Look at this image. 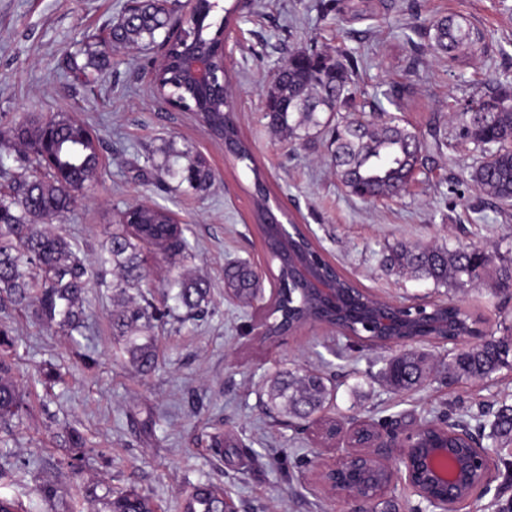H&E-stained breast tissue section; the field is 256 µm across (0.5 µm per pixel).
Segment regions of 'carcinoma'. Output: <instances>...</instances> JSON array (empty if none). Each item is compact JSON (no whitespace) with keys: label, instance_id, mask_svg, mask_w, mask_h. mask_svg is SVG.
Returning <instances> with one entry per match:
<instances>
[{"label":"carcinoma","instance_id":"obj_1","mask_svg":"<svg viewBox=\"0 0 512 512\" xmlns=\"http://www.w3.org/2000/svg\"><path fill=\"white\" fill-rule=\"evenodd\" d=\"M219 7L205 0L204 14L186 21L184 37L170 44L167 65L155 74L156 90L175 108L205 110L209 131L232 147L231 160L249 162L253 174L252 195L259 200L254 210L256 231L268 250L276 244L275 229L267 223L271 208L264 171L255 163L250 144L231 119L234 99L204 96L182 80L179 62L192 51L208 50L217 35L230 24L237 5L223 8L224 16L211 22ZM179 17L178 0H134L120 22L109 29L108 38L89 44L82 69L100 71L108 64L107 49H138L162 45ZM428 47L436 55L453 61L485 46L486 36L464 17L441 18L428 28ZM354 58L341 51L323 55L308 48L294 51L280 66L266 91L267 125L281 140L296 142L329 133L327 161L341 187L367 203L391 199L405 189L423 165L424 135L397 115L386 111L381 101L343 116L355 100ZM463 139L482 154L472 180L491 201H512V81H498L488 94H475L458 115ZM25 146L18 158L28 175L17 179L7 168L0 169V295L16 306L35 308L41 321L58 326L67 334L81 332L85 324L82 295L91 283L112 289V334L122 343L121 351L140 375L157 364L156 322L172 315L141 292L146 280L142 253L153 241L174 239L164 259L189 256L185 227L174 223L172 213L155 203L137 204L119 211L112 236L103 245L99 266L92 269L70 244L54 233L50 224L69 213L76 203V189H85L95 179L100 165V140L82 121L69 113L44 116L28 113L22 120L0 125V150L16 143ZM188 158L182 165L179 160ZM161 180L186 186V191L205 194L212 182L206 161L189 157V152L169 148L157 165ZM474 244L452 249L445 244L411 245L400 241L390 246L383 259L385 270L432 283L448 292L497 288L512 284V258L498 256ZM280 287L264 295L261 276L247 262L224 268L225 291L256 315L267 316L269 332L277 334L288 325L307 322L334 323L344 327L342 335L352 338L375 332L358 321L363 314V295L337 268L324 269L335 276L346 291V304L337 308L328 302L306 298L288 277V270L273 260ZM113 274L107 280V274ZM175 288L177 305L184 309L178 320H196L207 313L210 286L206 279L182 273L168 279ZM438 331L449 336H471L476 321L471 313L450 299L432 316ZM503 369H512V338L492 337L484 347H464L448 355V382L484 380ZM380 377L394 391L419 389L431 380L428 354L395 352L384 360ZM335 385L325 374L308 369H289L272 377L266 385L267 406L279 416L309 423L321 416L334 395ZM27 411L26 394L20 387L17 368L0 357V419L9 421ZM476 434L459 421L449 425L448 435L429 432L421 444L448 441V447L466 450L474 438H489L499 445L512 444V404L488 405ZM106 512H156L149 495L126 491L105 496ZM181 512H225L224 492L210 484L192 487Z\"/></svg>","mask_w":512,"mask_h":512}]
</instances>
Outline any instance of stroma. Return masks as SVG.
Instances as JSON below:
<instances>
[{"mask_svg": "<svg viewBox=\"0 0 512 512\" xmlns=\"http://www.w3.org/2000/svg\"><path fill=\"white\" fill-rule=\"evenodd\" d=\"M238 2L225 65L232 77V114L267 174L272 200L307 225L322 254L375 296L418 303L446 300L431 285L387 274L385 248L398 240L449 246L478 243L512 258V206L488 200L471 174L479 152L459 135L458 112L473 91L512 80V0H219ZM125 0H0V123L30 109L68 112L104 143L98 180L53 229L88 264L112 234L119 210L139 202L169 209L186 227V265L210 284V312L178 327L158 325L155 371L136 375L112 334V294L92 287L82 297V334L48 328L34 309L0 299V328L15 339L9 355L23 377L29 409L0 421V494L25 512H99L78 489L97 484L148 494L160 512H179L184 493L200 483L223 489L236 512H350L342 494L306 481L318 449L311 434L265 407V381L301 366L334 376L337 416L389 419L409 425L443 412L476 425L482 405L512 399V369L492 379L445 384L448 349L426 344L438 364L429 384L410 393L386 387L381 353L336 330L304 325L275 345L250 335V309L224 293V267L266 265L253 228L251 173L224 157V143L191 112L169 106L151 89L159 48L111 54L97 81L63 71L106 31ZM462 16L488 34L484 53L455 61L427 47L425 21ZM301 47L336 55L350 50L355 81L368 97L398 93L400 114L421 132L436 130L443 147L428 146L425 164L400 197L373 204L347 194L326 161L324 139L281 142L268 128L261 101L269 77ZM205 158L214 181L204 196L158 179L168 148ZM480 330L512 336V296L471 288L455 295ZM91 452L79 475L58 472L69 431ZM224 434V451L211 446ZM495 478L488 493L461 512H500L512 500V447L492 448ZM55 480L59 496L45 502L38 488Z\"/></svg>", "mask_w": 512, "mask_h": 512, "instance_id": "obj_1", "label": "stroma"}]
</instances>
